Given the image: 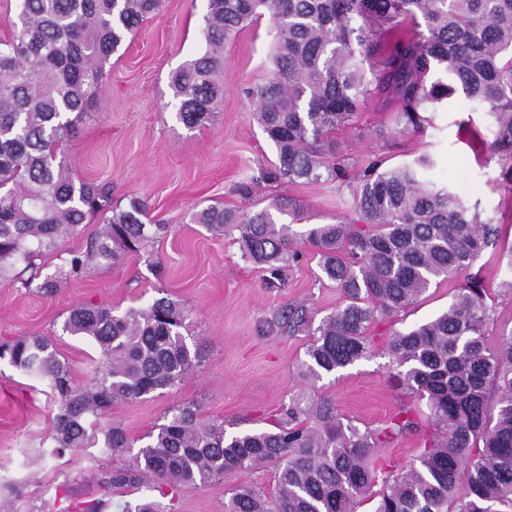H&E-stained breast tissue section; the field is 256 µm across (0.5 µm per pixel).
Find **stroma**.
Wrapping results in <instances>:
<instances>
[{
    "mask_svg": "<svg viewBox=\"0 0 512 512\" xmlns=\"http://www.w3.org/2000/svg\"><path fill=\"white\" fill-rule=\"evenodd\" d=\"M207 5V0H163L160 10L113 54L64 146L75 180L108 188L116 206H126L133 197L146 200L150 223L166 225V233L149 246L161 274L129 253L112 265L89 266L79 280L62 284L51 297L0 283V342L34 333L49 337L81 383L103 366L104 358L92 341L63 331L72 307L91 303L122 312L168 297L189 310L186 342L199 352L193 371L172 388L112 404L100 420L104 428L121 426L134 442L184 402L196 404L203 417L223 421L229 432L270 427L282 400L303 389L299 365L310 341L305 334L278 328L277 312L302 304L320 318L341 299L337 288L318 281V264L304 233L314 224L357 219L335 183L263 176L275 148L253 118L247 91L271 67L269 21L244 28L226 44L224 99L211 121L189 128L179 120L170 75L202 52L199 30ZM398 107L390 98L369 100L358 127L337 132L339 151L356 169L376 156L393 167L429 154L435 161L429 178L456 186L469 201L496 213L502 240L511 244L512 192L502 185L498 164L479 163L474 146L475 134L485 130L483 114L460 97L436 113L433 128L424 135L399 136L393 132ZM244 184L250 195L239 193ZM282 198L295 199L304 209L298 220L279 217L295 231L301 257L275 278L242 259L237 230L228 227L215 235L192 220L196 211L211 205L247 211ZM475 269L494 289L495 318L488 327V340L494 343L512 331V296L496 290L512 276V268L488 251ZM459 286L456 279L432 285L417 304L383 324V332L445 310ZM388 365L387 353L376 349L372 358L324 378L322 395L360 426H380L403 400L388 379ZM53 409L42 380L0 362V499L7 501L9 512H52L59 485L80 498L91 492L93 472L134 463L133 451L111 454L98 445L75 460L49 455ZM249 484L274 491V468L241 470L219 483L181 489L175 510L224 512L230 490Z\"/></svg>",
    "mask_w": 512,
    "mask_h": 512,
    "instance_id": "35a3bbf8",
    "label": "stroma"
}]
</instances>
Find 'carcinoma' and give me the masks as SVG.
Listing matches in <instances>:
<instances>
[{
    "label": "carcinoma",
    "mask_w": 512,
    "mask_h": 512,
    "mask_svg": "<svg viewBox=\"0 0 512 512\" xmlns=\"http://www.w3.org/2000/svg\"><path fill=\"white\" fill-rule=\"evenodd\" d=\"M161 0H18L16 34L0 43V282L20 280L53 295L92 263L141 252L151 235L148 205L133 198L108 208L98 186L75 183L63 143L98 89L110 57ZM271 21L267 79L247 91L254 119L276 150L265 178L346 188L359 223L318 224L306 232L321 275L342 293L335 311L314 322L303 305L277 313L289 333L311 336L300 375L309 391L282 402L269 430L229 433L200 418L192 403L148 434L132 468L97 479L106 493L152 492L124 512H174L182 487L206 485L242 469L271 465V493L240 485L224 512H490L512 504V332L488 342L493 308L480 274H469L448 309L386 341L390 382L409 400L382 426L362 428L318 395L317 383L371 358V325L421 300L433 282L470 270L499 245L501 224L453 185L426 177L421 154L392 168L375 157L353 178L333 134L359 125L376 93L395 96L398 135L421 134L433 114L462 95L489 119L479 154L512 184V0H208L204 51L175 70L178 117L189 128L209 122L224 97V44L263 18ZM300 207L236 213L209 206L194 221L213 233L233 225L242 258L276 275L293 263L290 225L277 215ZM97 216L104 227L53 274L37 260ZM188 313L162 297L121 314L93 304L68 311L63 330L92 339L106 363L87 384L46 336L0 343V361L46 382L56 405L50 454L73 456L96 445L97 422L117 400L173 387L194 367L183 330ZM421 434L417 463L395 470L377 449ZM102 448L131 447L124 429L101 431ZM383 489L373 493L377 482ZM103 499L72 501L65 512H104Z\"/></svg>",
    "instance_id": "carcinoma-1"
}]
</instances>
